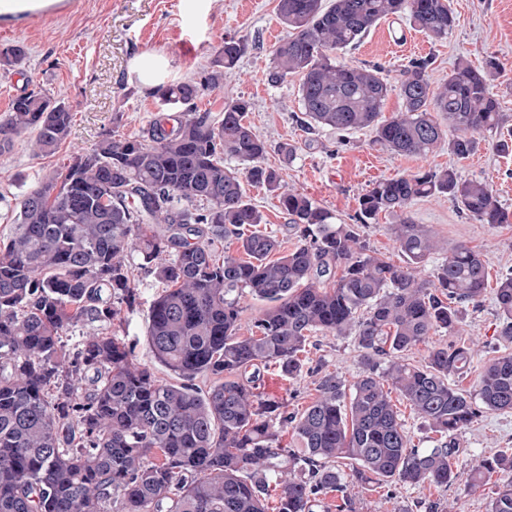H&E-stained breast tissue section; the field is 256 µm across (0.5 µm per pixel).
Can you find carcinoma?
Instances as JSON below:
<instances>
[{
    "label": "carcinoma",
    "instance_id": "obj_1",
    "mask_svg": "<svg viewBox=\"0 0 512 512\" xmlns=\"http://www.w3.org/2000/svg\"><path fill=\"white\" fill-rule=\"evenodd\" d=\"M277 13L286 35L267 78L302 77L310 130L370 129L399 155L425 157L446 143L463 160L477 149L475 134L502 124L494 57L482 69L458 59L436 88L431 60L413 61L399 80L403 108L389 119L381 117L391 91L382 68L336 58L382 20L447 38L451 0H278ZM247 49L224 37L199 80L153 87L161 108L142 135L104 137L21 196L18 228L0 240V512H267L271 486L277 512H314L329 491L341 494L339 512H355L373 483L477 488L512 471V448L465 476L452 466L458 431L487 411H512V354L488 358L472 391L452 385L470 367L469 347L435 346L423 365L405 357L440 329H462L464 307L481 302L487 281L485 261L464 245L430 279L417 278L413 269L439 241L411 205L442 195L482 224H507L492 184L452 167L418 170L372 183L355 223L333 222L265 164L269 150L288 161L297 147L260 138L246 121L248 99L224 98L218 115L195 108L203 93L224 88ZM26 57L22 44L0 51L11 67ZM71 123L64 101L29 91L0 124V149L30 132L37 151L50 154ZM246 181L276 194L295 230L294 248L275 260L277 238L245 233L264 223ZM382 213L398 219L389 230L405 267L360 237ZM224 237L243 257L218 255ZM134 256L164 284L149 306L146 344L177 383L158 379L115 333L86 336L73 353L63 342L79 324L114 325L137 303ZM243 293L263 302L247 336L239 335ZM494 301L500 335L512 338V272L499 278ZM315 332L355 334L363 370L349 389L324 374L315 401L293 414L264 397L254 370L300 376ZM206 375L217 380L202 394L194 380ZM393 392L439 435L436 445L413 444ZM280 426L292 428L300 451L281 446ZM489 512H512V484L495 492Z\"/></svg>",
    "mask_w": 512,
    "mask_h": 512
}]
</instances>
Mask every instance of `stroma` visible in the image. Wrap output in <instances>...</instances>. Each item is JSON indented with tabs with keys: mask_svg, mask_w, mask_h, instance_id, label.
Wrapping results in <instances>:
<instances>
[{
	"mask_svg": "<svg viewBox=\"0 0 512 512\" xmlns=\"http://www.w3.org/2000/svg\"><path fill=\"white\" fill-rule=\"evenodd\" d=\"M276 6L277 0H60L44 20L32 12L0 16V48L20 43L28 50L22 65H0V123L8 121L13 99L31 90L63 99L73 115L70 133L54 153L35 154L30 134L0 150V239L14 232L17 202L25 191L105 135H141L159 107L150 93L151 84L198 77L228 36L246 39L248 50L225 76L223 90L198 99L199 110L219 112L231 95L250 99L247 120L257 133L271 145L297 147L291 161L272 152L267 164L283 167L289 189L316 200L336 223H353L358 198L373 182L421 167H453L463 178L489 180L502 206L512 212V0H453L456 25L439 41L411 29L407 21L384 20L356 46L338 54L339 61L349 65L382 66L393 86L404 67L417 58H433L429 75L437 85L447 79L458 59L479 66L486 56L497 57L501 72L493 91L503 122L498 132L481 134L475 153L463 161L444 146L424 158L399 156L375 144L366 129L306 130L301 124L299 77L277 86L266 80L271 49L284 34ZM158 55L163 58L160 70L144 78L139 64ZM502 139L508 141L509 150L499 148ZM246 192L264 215L261 232L279 239L282 250L292 248L296 237L275 194L251 185ZM411 213L417 223L436 232L444 249L464 244L479 251L487 263L490 290L478 306L467 308L463 335L436 332L408 351L410 362L424 364L433 345L470 344L475 369L489 357L512 353V340L499 334L491 293L498 278L512 272V223L493 227L478 223L444 196L417 200ZM133 274L139 302L123 309L124 323L117 333L134 343L137 360L146 363L150 360L145 342L148 309L162 285L141 269ZM306 357L309 372L294 379L283 378L271 367L260 370L262 391L287 399L292 412L303 411L315 400L321 373H336L349 384L362 369L351 336L314 333ZM475 369L457 379L456 387L472 389ZM456 441L461 452L454 467L468 471L475 458L512 448V412L484 413L458 433ZM507 480L501 473L474 490L462 483L449 488L374 484L358 501L356 512H393L397 506L405 512H488L494 492Z\"/></svg>",
	"mask_w": 512,
	"mask_h": 512,
	"instance_id": "35a3bbf8",
	"label": "stroma"
}]
</instances>
